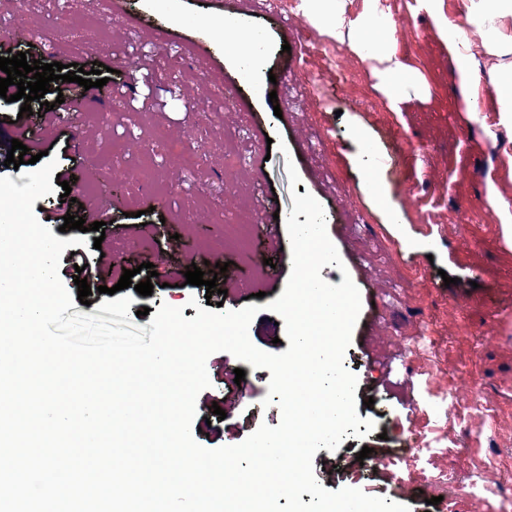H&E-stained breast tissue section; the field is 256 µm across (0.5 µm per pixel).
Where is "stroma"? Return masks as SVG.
Wrapping results in <instances>:
<instances>
[{"label": "stroma", "instance_id": "obj_1", "mask_svg": "<svg viewBox=\"0 0 512 512\" xmlns=\"http://www.w3.org/2000/svg\"><path fill=\"white\" fill-rule=\"evenodd\" d=\"M0 0V45L45 63L110 67L100 88L64 83V103L30 114L0 98V176L12 140L47 152L71 178L72 199H39L36 217L62 239L85 237L84 257L107 286L134 270V325L142 308L190 298L224 309L258 306L248 335L285 352L284 325L267 305L284 291L292 265L285 218L293 208L288 166L322 206L343 262L323 267L329 283L351 278L361 311L345 359L357 377L360 418L372 433L319 449L315 476L327 490L378 485L410 512H501L512 497V118L494 87L512 53L459 62L439 19L463 24L467 0H336L346 21L377 10L389 23L386 49L416 81H384L381 66L310 19L303 0ZM257 32L263 66L247 76L225 55L214 23ZM291 81L270 82L282 64ZM477 88L473 111L461 87ZM398 211L392 222L390 211ZM97 213L105 239L63 229L64 215ZM252 223L249 247H223L226 217ZM274 237H264L267 224ZM265 259L255 285L248 260ZM227 264L218 294L187 284L192 265ZM453 285H445V278ZM151 281L152 295L136 294ZM246 372L236 381L235 369ZM210 387L196 401V441L213 449L242 443L261 424L271 373L216 352ZM225 417H218V410ZM411 480L395 488L369 469L363 447L397 450Z\"/></svg>", "mask_w": 512, "mask_h": 512}]
</instances>
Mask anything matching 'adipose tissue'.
<instances>
[{"instance_id": "1", "label": "adipose tissue", "mask_w": 512, "mask_h": 512, "mask_svg": "<svg viewBox=\"0 0 512 512\" xmlns=\"http://www.w3.org/2000/svg\"><path fill=\"white\" fill-rule=\"evenodd\" d=\"M468 26L445 22L448 47L459 60L474 52L499 55L512 50V0H469Z\"/></svg>"}]
</instances>
